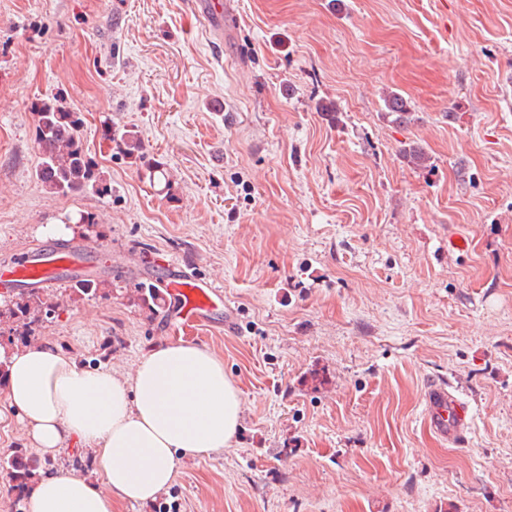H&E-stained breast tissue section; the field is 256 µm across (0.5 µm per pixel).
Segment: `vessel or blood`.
<instances>
[{
  "mask_svg": "<svg viewBox=\"0 0 512 512\" xmlns=\"http://www.w3.org/2000/svg\"><path fill=\"white\" fill-rule=\"evenodd\" d=\"M193 9L213 28H233L234 12L230 0H191ZM98 247L93 243L69 246L50 245L6 265H0V291L16 288H52L61 281L62 274L90 273V258ZM175 295L179 308L175 314L182 325L205 326L224 293L213 281L180 271L167 284ZM426 410L434 431L448 441L464 436L466 414L462 403L448 390L446 384L429 385L426 391Z\"/></svg>",
  "mask_w": 512,
  "mask_h": 512,
  "instance_id": "b4317fda",
  "label": "vessel or blood"
}]
</instances>
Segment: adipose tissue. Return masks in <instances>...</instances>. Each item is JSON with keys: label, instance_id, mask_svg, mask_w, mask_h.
Here are the masks:
<instances>
[{"label": "adipose tissue", "instance_id": "1", "mask_svg": "<svg viewBox=\"0 0 512 512\" xmlns=\"http://www.w3.org/2000/svg\"><path fill=\"white\" fill-rule=\"evenodd\" d=\"M0 398L42 455L56 457L75 441L92 450L110 489L102 494L76 470H60L37 480L28 512H114L154 500L181 457L223 452L242 420L223 359L183 340L153 346L127 379L83 367L52 344H32L10 352Z\"/></svg>", "mask_w": 512, "mask_h": 512}]
</instances>
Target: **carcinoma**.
I'll return each mask as SVG.
<instances>
[{
    "mask_svg": "<svg viewBox=\"0 0 512 512\" xmlns=\"http://www.w3.org/2000/svg\"><path fill=\"white\" fill-rule=\"evenodd\" d=\"M33 114L39 151L36 177L43 187L63 197L111 191L98 163L85 149L81 113L68 109L59 99L52 97L36 102ZM103 135L119 147L123 156L139 162L150 183L160 184L166 179L165 169L147 159L144 143L137 132L129 129L119 133L106 125ZM70 290L87 299L106 296L102 284L94 279L72 284ZM134 302L153 318L166 310L159 287L148 280L136 284ZM60 309L61 304L48 297L21 292L0 305V336H8L11 344L16 341L27 344L38 335L44 321L60 316ZM46 465L48 462L21 449L9 457L0 458V470L10 475L18 489L27 486Z\"/></svg>",
    "mask_w": 512,
    "mask_h": 512,
    "instance_id": "cac0c4a2",
    "label": "carcinoma"
}]
</instances>
